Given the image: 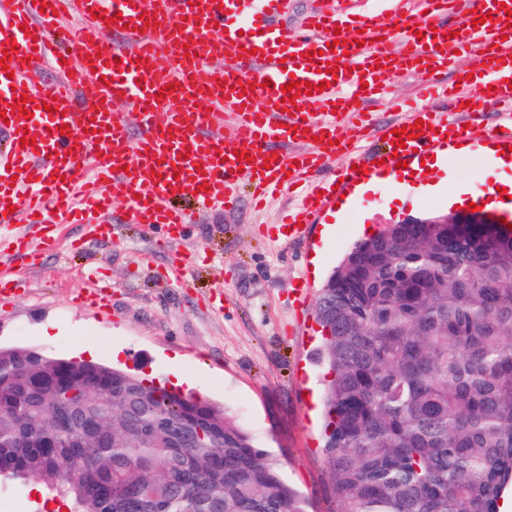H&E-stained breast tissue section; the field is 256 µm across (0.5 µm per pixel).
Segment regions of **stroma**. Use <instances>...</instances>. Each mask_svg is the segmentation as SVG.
Instances as JSON below:
<instances>
[{
  "label": "stroma",
  "instance_id": "1",
  "mask_svg": "<svg viewBox=\"0 0 512 512\" xmlns=\"http://www.w3.org/2000/svg\"><path fill=\"white\" fill-rule=\"evenodd\" d=\"M426 73L392 77L372 109L375 125L406 118ZM448 195L393 199L364 195L341 223L308 225L286 236L283 215L301 204L288 192L255 208L241 189L231 210L202 214L171 241L163 226L140 230L115 201L112 236L62 225L39 263L0 249V276L19 280L0 300V347H36L73 359L90 338L96 362L168 384L183 374L196 393L223 406L284 465L313 512H326L321 466L326 369L318 354L321 288L367 229L448 211ZM109 281L107 307L87 301ZM34 480L0 484V512H53Z\"/></svg>",
  "mask_w": 512,
  "mask_h": 512
}]
</instances>
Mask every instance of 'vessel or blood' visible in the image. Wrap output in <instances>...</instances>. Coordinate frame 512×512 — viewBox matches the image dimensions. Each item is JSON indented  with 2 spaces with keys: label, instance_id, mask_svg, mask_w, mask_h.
Wrapping results in <instances>:
<instances>
[{
  "label": "vessel or blood",
  "instance_id": "1",
  "mask_svg": "<svg viewBox=\"0 0 512 512\" xmlns=\"http://www.w3.org/2000/svg\"><path fill=\"white\" fill-rule=\"evenodd\" d=\"M392 2L311 13L291 36L276 23L283 0H0V51L10 52L0 70V244L36 258L11 233L18 222L40 225L50 239L62 224L111 234L116 199L129 203L134 223L164 225L174 239L194 217L173 198L222 209L239 184L261 197L308 180L299 212L288 217L298 237L379 167L414 164L454 141L494 147L512 169V0H472L450 26L441 22L448 0H404L398 10ZM391 37L403 42L400 54L390 53ZM459 52L467 78L450 88L427 83L424 95L441 104L415 110L404 139L388 135L366 161L354 142L338 140L339 121L365 124L386 77L418 64L439 74ZM46 66L58 78L43 85L36 74ZM473 73L481 78L475 91ZM293 81L314 90L284 102L282 88ZM88 90L98 101L92 110L81 103ZM120 101L140 114L138 138L113 110ZM491 103L502 109L500 130L467 127ZM228 112L236 115L231 148ZM418 119L426 125L419 136ZM274 139L312 149L274 152ZM339 156L349 163L340 184L320 180ZM461 198L512 222V185L501 193L490 183Z\"/></svg>",
  "mask_w": 512,
  "mask_h": 512
}]
</instances>
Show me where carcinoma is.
<instances>
[{
    "instance_id": "carcinoma-1",
    "label": "carcinoma",
    "mask_w": 512,
    "mask_h": 512,
    "mask_svg": "<svg viewBox=\"0 0 512 512\" xmlns=\"http://www.w3.org/2000/svg\"><path fill=\"white\" fill-rule=\"evenodd\" d=\"M327 512H498L512 485V233L391 224L321 289ZM102 434L80 444L61 415ZM69 512H310L222 407L101 363L0 349V477Z\"/></svg>"
}]
</instances>
